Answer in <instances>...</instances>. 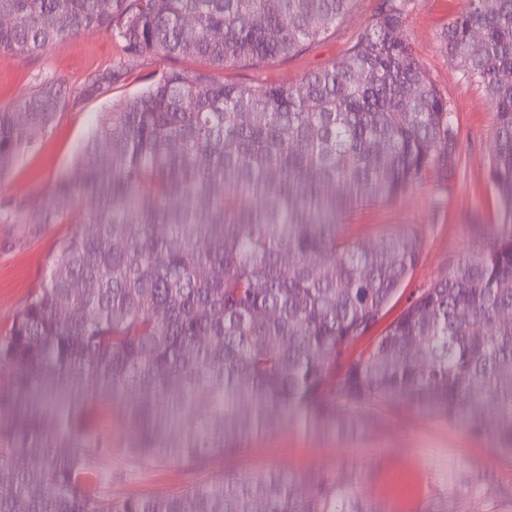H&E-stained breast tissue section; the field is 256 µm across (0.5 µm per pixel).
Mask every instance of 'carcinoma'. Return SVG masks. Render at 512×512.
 Wrapping results in <instances>:
<instances>
[{
  "mask_svg": "<svg viewBox=\"0 0 512 512\" xmlns=\"http://www.w3.org/2000/svg\"><path fill=\"white\" fill-rule=\"evenodd\" d=\"M355 0H0V51L88 27L167 67L106 113L24 223L73 224L0 334V512H373L357 477L269 469L202 479L292 415L352 435L378 407L427 410L512 456V0H467L444 40L496 114L503 221L365 351L416 267L412 232L353 240L340 218L389 201L448 152L453 116L403 33V0L295 86L226 83L228 65L297 56ZM481 33L478 42L473 31ZM66 101L56 83L0 107V176ZM96 201L61 210L55 199ZM132 393L127 461L173 462L181 492L114 500L100 406Z\"/></svg>",
  "mask_w": 512,
  "mask_h": 512,
  "instance_id": "carcinoma-1",
  "label": "carcinoma"
}]
</instances>
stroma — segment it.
I'll return each instance as SVG.
<instances>
[{
	"mask_svg": "<svg viewBox=\"0 0 512 512\" xmlns=\"http://www.w3.org/2000/svg\"><path fill=\"white\" fill-rule=\"evenodd\" d=\"M385 3L356 0L353 12L331 35L303 54L258 67L228 66L220 75L242 85L298 83L305 74L341 60ZM466 7L467 0H406L404 9V34L452 111V152L435 159L397 198L362 205L343 219L344 233L354 238L410 231L423 243L418 265L389 308L391 319L460 258L479 250L502 221L489 181L496 125L489 95L464 77L442 39L449 21ZM164 67L153 58L127 59L103 29L80 32L64 47L26 59L0 52V106L45 82L68 90L50 131L0 177V331L39 284L55 242L71 230L67 224L33 229L22 223L21 209L41 204L70 169L101 115L145 88ZM111 70L117 76L109 87L90 88L92 77ZM126 405L117 400L97 415L98 428L112 436V479L103 486L106 494L122 499L185 489L188 479L175 465L127 464L122 452L129 434ZM269 468L300 474L354 472L358 493L374 512H434L439 505L448 512H512V456L499 453L490 436L414 409L383 410L354 437L314 433L284 420L253 436L241 455L215 460L210 471L230 469L251 476Z\"/></svg>",
	"mask_w": 512,
	"mask_h": 512,
	"instance_id": "obj_1",
	"label": "stroma"
}]
</instances>
